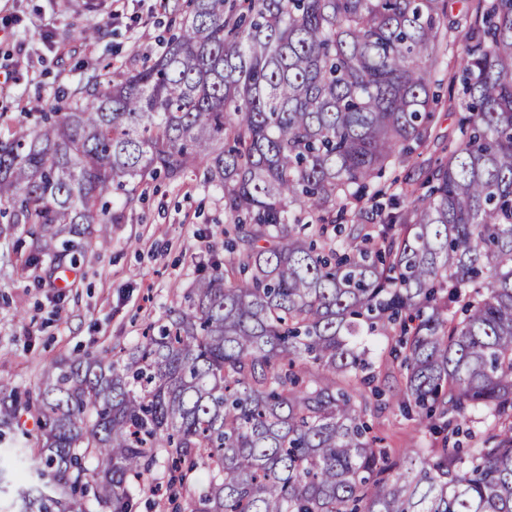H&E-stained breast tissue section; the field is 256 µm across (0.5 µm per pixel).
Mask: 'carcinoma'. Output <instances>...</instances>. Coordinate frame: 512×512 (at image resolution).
I'll list each match as a JSON object with an SVG mask.
<instances>
[{"instance_id": "1", "label": "carcinoma", "mask_w": 512, "mask_h": 512, "mask_svg": "<svg viewBox=\"0 0 512 512\" xmlns=\"http://www.w3.org/2000/svg\"><path fill=\"white\" fill-rule=\"evenodd\" d=\"M163 52L0 138L22 265L106 248L138 190L188 173L224 199V267L122 358L59 361L28 415L48 485L16 512H512V0H188ZM459 145L435 139L441 59ZM390 409L439 448L399 458ZM485 426L480 445L471 424Z\"/></svg>"}]
</instances>
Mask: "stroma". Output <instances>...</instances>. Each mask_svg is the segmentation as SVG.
Wrapping results in <instances>:
<instances>
[{
	"instance_id": "stroma-1",
	"label": "stroma",
	"mask_w": 512,
	"mask_h": 512,
	"mask_svg": "<svg viewBox=\"0 0 512 512\" xmlns=\"http://www.w3.org/2000/svg\"><path fill=\"white\" fill-rule=\"evenodd\" d=\"M183 0H0V137L33 129L34 113L60 104L88 74L117 80L158 55ZM100 28L84 41L74 33ZM426 157L455 146L458 107L447 87ZM224 204L218 191L188 175L178 185L157 180L111 225L107 248H86L65 286L43 269L22 267L30 239L23 230L0 238V385L34 397L53 360L87 354L117 357L144 329L180 305L193 281L223 263ZM394 451L419 447L412 421L397 413L373 418Z\"/></svg>"
}]
</instances>
